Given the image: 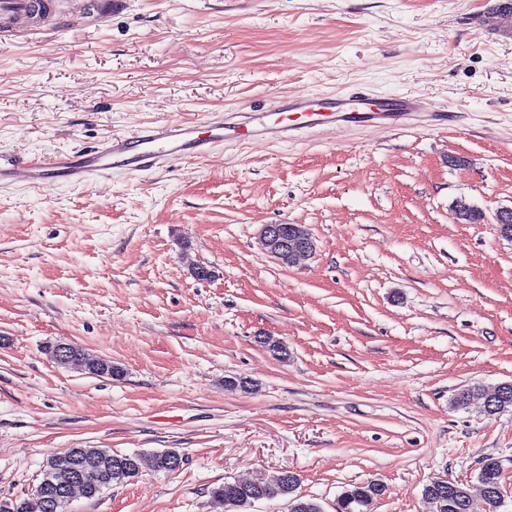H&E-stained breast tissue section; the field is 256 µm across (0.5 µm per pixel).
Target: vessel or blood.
Returning a JSON list of instances; mask_svg holds the SVG:
<instances>
[{"instance_id":"vessel-or-blood-1","label":"vessel or blood","mask_w":512,"mask_h":512,"mask_svg":"<svg viewBox=\"0 0 512 512\" xmlns=\"http://www.w3.org/2000/svg\"><path fill=\"white\" fill-rule=\"evenodd\" d=\"M58 0H0V28L40 25L57 13ZM424 110L421 98L403 95L384 108L371 101L336 94L308 93L270 98L257 111L213 112L197 123L165 122L130 135H115L96 150L73 154L53 153L27 163H0V184L23 173L29 184L42 185L54 172L72 184H82L115 170L153 171L187 159L210 155L227 140H265L276 135L281 142L294 141L305 131L338 126H403Z\"/></svg>"}]
</instances>
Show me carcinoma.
I'll return each mask as SVG.
<instances>
[{
  "label": "carcinoma",
  "mask_w": 512,
  "mask_h": 512,
  "mask_svg": "<svg viewBox=\"0 0 512 512\" xmlns=\"http://www.w3.org/2000/svg\"><path fill=\"white\" fill-rule=\"evenodd\" d=\"M459 219L470 224L483 220V212L463 201L455 205ZM44 353L60 365L79 363L83 370L94 376H119L118 369L105 359L88 357L82 348L72 344L62 348L57 343H48ZM481 402L484 412L494 416L512 409V383H501L486 388L482 385L468 386L459 390L452 399V406L465 409L474 401ZM183 457L173 451L131 454L114 453L103 448H71L54 456L43 464L42 479L34 493L23 498L0 500V512H48L46 498L49 493L63 486L67 473L81 470L82 482L76 493L93 500L112 485L139 476L144 469L170 473L179 469ZM480 497H475L465 483L436 478L426 484L422 491L429 512H496L503 501L501 466L493 457L483 460L477 475ZM299 478L290 470H282L269 479L254 481L226 480L211 491L214 502L224 512H241L252 503L278 496L288 498V512H323L321 506L296 493ZM384 486L375 481L355 484L346 489L338 502L337 512H364L374 499L381 496Z\"/></svg>",
  "instance_id": "1"
}]
</instances>
